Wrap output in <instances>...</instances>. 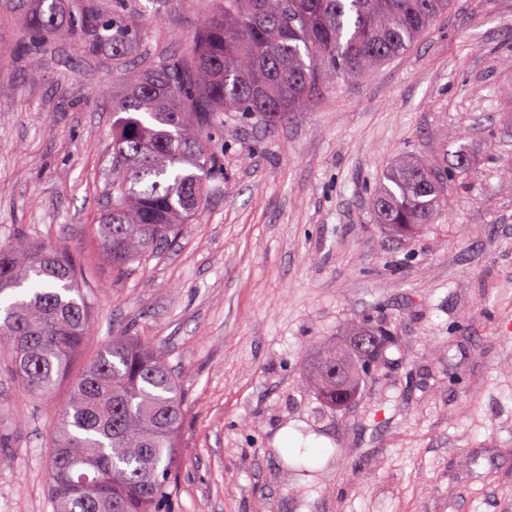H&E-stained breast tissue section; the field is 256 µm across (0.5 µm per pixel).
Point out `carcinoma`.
I'll use <instances>...</instances> for the list:
<instances>
[{
  "label": "carcinoma",
  "instance_id": "obj_1",
  "mask_svg": "<svg viewBox=\"0 0 512 512\" xmlns=\"http://www.w3.org/2000/svg\"><path fill=\"white\" fill-rule=\"evenodd\" d=\"M63 0H31L27 33L42 42L60 29ZM453 0H215L190 50L131 61L133 30L102 22L90 0H69L68 30L86 51L112 48V63L131 66L112 95V192L96 235L112 269L172 244L203 206L220 170L208 132L226 112L275 123L308 107L324 83L360 81L409 51L448 13ZM438 171L401 159L373 202L382 223L408 233L431 224L445 205ZM76 262L60 248L16 238L0 247V295L14 299L0 316V348L28 396L48 397L70 380L52 424L48 478L54 512H163L179 456L185 403L165 352L140 336H114L76 374L75 356L92 336L91 306ZM342 349L346 381L358 392L361 366L393 343ZM301 383L333 408L336 383L320 361Z\"/></svg>",
  "mask_w": 512,
  "mask_h": 512
}]
</instances>
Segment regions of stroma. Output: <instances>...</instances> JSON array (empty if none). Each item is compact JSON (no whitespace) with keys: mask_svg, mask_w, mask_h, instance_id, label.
Wrapping results in <instances>:
<instances>
[{"mask_svg":"<svg viewBox=\"0 0 512 512\" xmlns=\"http://www.w3.org/2000/svg\"><path fill=\"white\" fill-rule=\"evenodd\" d=\"M138 32L135 59L185 52L211 0H95ZM22 0H0V244H56L90 288L91 360L112 336L161 344L185 398L167 512H512V0H454L363 81H330L271 126L232 112L203 211L177 242L115 272L93 226L112 180V51L67 31L18 52ZM464 176L439 217L388 237L372 205L411 155ZM394 341L342 412L299 382L355 325ZM0 364V512H53L51 424ZM306 448L323 477L299 475Z\"/></svg>","mask_w":512,"mask_h":512,"instance_id":"obj_1","label":"stroma"}]
</instances>
